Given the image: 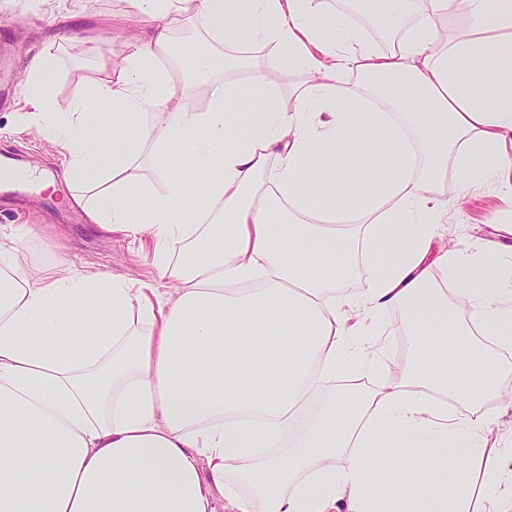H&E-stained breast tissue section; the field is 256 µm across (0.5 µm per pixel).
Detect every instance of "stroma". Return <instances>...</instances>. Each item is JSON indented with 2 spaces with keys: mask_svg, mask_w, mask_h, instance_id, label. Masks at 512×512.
<instances>
[{
  "mask_svg": "<svg viewBox=\"0 0 512 512\" xmlns=\"http://www.w3.org/2000/svg\"><path fill=\"white\" fill-rule=\"evenodd\" d=\"M33 0H0V148L7 158L58 174L63 157L40 124L29 118L23 93L27 68L37 54L50 51L57 59L54 90L59 111H66L76 90L89 89L100 76L101 65L121 56L122 42L134 27L129 0H51L36 9ZM81 13L70 38H59L52 16ZM450 205L446 231L434 245L447 250L480 248L497 240L504 225H512V178H496L468 193L456 183L447 188ZM60 193L36 194L0 191V232L24 224H38L43 239L28 245L29 266L49 268L54 246L63 243L72 265L80 270L130 276L162 289L152 264L148 236L133 239L95 230L85 213L60 203Z\"/></svg>",
  "mask_w": 512,
  "mask_h": 512,
  "instance_id": "1",
  "label": "stroma"
}]
</instances>
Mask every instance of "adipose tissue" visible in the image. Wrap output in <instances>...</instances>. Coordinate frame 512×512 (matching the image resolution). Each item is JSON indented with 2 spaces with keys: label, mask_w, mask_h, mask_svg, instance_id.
Segmentation results:
<instances>
[{
  "label": "adipose tissue",
  "mask_w": 512,
  "mask_h": 512,
  "mask_svg": "<svg viewBox=\"0 0 512 512\" xmlns=\"http://www.w3.org/2000/svg\"><path fill=\"white\" fill-rule=\"evenodd\" d=\"M367 2L392 50L330 0H132L139 34L64 113L54 57L34 59L25 89L64 157L44 188L149 233L170 291L62 251L37 274L0 245V512H216L219 494L226 512H512L493 431L512 244L432 249L448 178L512 168V0ZM197 20L203 41L176 44ZM117 117L135 133L96 166ZM183 153L197 166L173 173ZM340 263L363 265L361 292L340 294Z\"/></svg>",
  "instance_id": "obj_1"
}]
</instances>
